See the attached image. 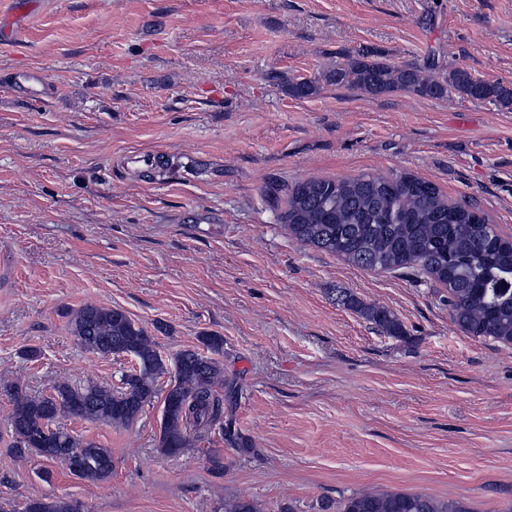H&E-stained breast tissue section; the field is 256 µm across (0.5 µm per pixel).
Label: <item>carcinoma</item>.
<instances>
[{
	"label": "carcinoma",
	"mask_w": 512,
	"mask_h": 512,
	"mask_svg": "<svg viewBox=\"0 0 512 512\" xmlns=\"http://www.w3.org/2000/svg\"><path fill=\"white\" fill-rule=\"evenodd\" d=\"M328 85L377 96L403 90L421 97L451 95L512 107V88L486 83L465 68L439 81L414 65L392 63L374 47L345 56L324 76ZM286 91L308 98L320 91L318 80L290 77ZM280 222L297 240L361 268L396 272L412 268L448 288L452 320L475 337L512 344V241L497 234L481 212L445 198L430 180L402 174H362L340 180L309 179L287 190ZM343 305L365 316L386 333L402 332L389 309L367 305L354 294ZM72 334L81 346L101 356L130 353L136 365L119 391L105 387L73 388L61 383L51 395L10 388V426L16 435L11 452L34 449L48 460L82 449L86 461L74 476L103 481L112 475V452L62 428L42 434L40 424L73 410L90 422L126 426L134 422L157 392V381L171 372L165 392L158 449L185 453L211 428L223 422L224 367L193 349L162 357L147 329L118 308L84 304L68 313ZM23 512H73L63 497L28 500ZM336 512H468L457 502L424 493L362 492L343 500Z\"/></svg>",
	"instance_id": "carcinoma-1"
}]
</instances>
